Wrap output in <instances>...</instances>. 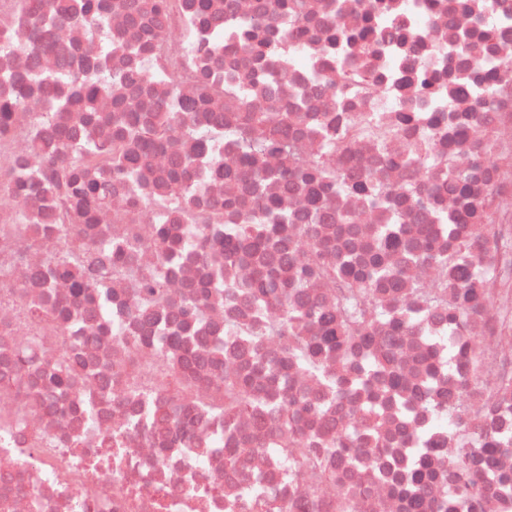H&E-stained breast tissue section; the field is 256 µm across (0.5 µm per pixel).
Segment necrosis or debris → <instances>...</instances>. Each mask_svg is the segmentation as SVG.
Instances as JSON below:
<instances>
[{"instance_id": "necrosis-or-debris-1", "label": "necrosis or debris", "mask_w": 512, "mask_h": 512, "mask_svg": "<svg viewBox=\"0 0 512 512\" xmlns=\"http://www.w3.org/2000/svg\"><path fill=\"white\" fill-rule=\"evenodd\" d=\"M84 2L85 10L38 32L33 23L47 0H0V101L14 103L0 125V512H267L269 502L275 512H341L344 488L354 512H412L398 485L416 461L432 475L419 512H445L458 436L485 445L512 440V395L501 394L502 372L512 371V273L490 272L489 295L452 328L446 310L411 293L413 284L445 280V270L390 253L400 271L393 296L413 313L412 324L398 330L376 321L375 296L367 294L369 348L349 357L329 351L323 361L350 378L370 349H388L409 389L408 409L382 399L373 378L353 401L330 402L317 378L292 365L287 383L260 387L228 431L203 408L217 394L214 378L278 358L287 336L241 334L283 321L287 309L237 292L258 277L260 259L228 263L216 279L203 250L185 245L187 207L170 198L167 176L207 144L168 139L136 181L113 179L108 205L73 236L90 253L79 298L55 274L63 226L55 199L31 174L48 173L64 142L110 148L109 113L83 112L77 100L81 85L115 74L110 102L137 97L160 108L184 95L198 128L223 127L224 163L211 170L203 195L210 238L223 237L225 225L241 223L247 207L267 198L293 218L277 235V250L287 255H318L323 240L353 253L381 224L398 225L403 242L427 236L444 248L443 213L457 218L471 250L485 252L494 237L512 236V0H312L313 11L275 20L264 18L265 0H211L203 19L195 0H162L155 13L142 12L140 0ZM254 18L257 35L278 44L280 57L257 58L229 33ZM129 44L138 52H126ZM490 65L505 75L491 84L495 110L483 112ZM245 70L250 79L234 85ZM272 99L285 108L304 104L288 128L295 161L330 151L347 183L398 188L404 197L377 209L364 194L323 190L316 236L298 235L306 194L296 180L277 177L283 157L266 155L261 169L245 175L236 168L244 101ZM51 100L66 108L47 122L43 106ZM410 148L420 153L412 165ZM456 167L478 169L490 233L475 234L465 219L467 204L448 176ZM163 197L161 211L155 204ZM346 213L354 224L341 223ZM126 261L137 273L162 275V302L137 307L124 279L98 294L99 269ZM199 290L205 316L188 329L183 311ZM36 305L66 307V318L34 319ZM160 335L188 394L166 386V366L154 355ZM476 342L486 358L480 383L449 419L430 416L421 396L454 397L458 379L471 375ZM22 352L30 358L20 369L14 359ZM61 365L79 375L64 388L51 380ZM133 383L149 400L127 395ZM286 393L300 399L305 440L327 458L332 484L308 470L295 480L276 455L287 432L275 405ZM489 468L512 478V454L474 460L467 476L482 494L472 512H512V498L484 481Z\"/></svg>"}]
</instances>
